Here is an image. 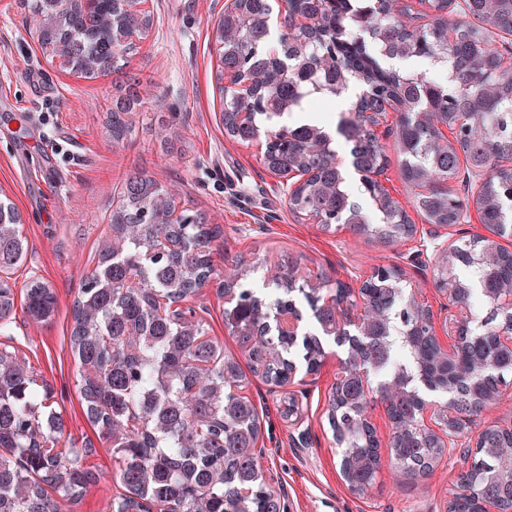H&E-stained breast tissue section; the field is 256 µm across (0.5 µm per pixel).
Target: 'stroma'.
<instances>
[{
	"mask_svg": "<svg viewBox=\"0 0 512 512\" xmlns=\"http://www.w3.org/2000/svg\"><path fill=\"white\" fill-rule=\"evenodd\" d=\"M28 3L0 0V199L19 209L29 245L12 286L20 295L29 280H43L54 290L56 312L50 322L36 323L16 308L8 321H0V349L16 352L37 381L49 384L53 395L47 404L63 421L58 450L89 449L81 465L99 475L80 502H61L60 512H109L125 488L115 476L109 446L86 417L70 336L80 290L96 269L98 250L110 235L109 215L129 173L176 192L181 207L220 226L213 244L216 272L231 259L247 267L249 281L264 280L292 258L314 274L361 279L376 266L397 265L405 273L404 293H417L436 311L444 299L409 260L418 240L385 247L344 227L297 219L263 150L225 136L217 43L225 0H152L153 27L138 40L123 73L93 78L71 72L40 46ZM133 79L141 83L144 104L130 116L132 134L116 142L107 131L108 114L124 82ZM384 144L388 163L381 182L412 223L424 224L415 207L418 190L402 177L403 157L394 139ZM469 175L449 182L454 195L469 204L464 223L448 229V238L458 243L484 232L472 202L486 174L473 169ZM186 304L205 336L247 366L224 326L216 283ZM323 347L326 357L317 374H307L301 362L292 384L278 387L251 375L242 386L257 408L260 462L284 494V512H446L465 466L457 447L429 475L400 486L385 471L364 496L342 483L327 412L347 349L332 341Z\"/></svg>",
	"mask_w": 512,
	"mask_h": 512,
	"instance_id": "obj_1",
	"label": "stroma"
}]
</instances>
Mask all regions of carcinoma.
Masks as SVG:
<instances>
[{"label": "carcinoma", "mask_w": 512, "mask_h": 512, "mask_svg": "<svg viewBox=\"0 0 512 512\" xmlns=\"http://www.w3.org/2000/svg\"><path fill=\"white\" fill-rule=\"evenodd\" d=\"M288 7V25H293L299 8L318 16L319 27L308 33L279 30L277 43L288 54L276 56L265 47L271 0H240L237 10L224 16V26L240 34L224 44L221 62L227 72L247 68L260 78L249 96L224 97V132L247 141L260 132L253 118L262 116L272 124L274 137L266 163L277 169L299 163L318 173V182L293 207L337 224L369 219L350 201L345 178L336 168L335 139L325 122L336 109V99L353 82L364 92L353 113L355 122L366 119L368 112H380L390 97L413 113L446 115L450 128L457 112H477L487 120L485 135L466 138L461 153L434 147L431 125L404 124L398 136L403 174L410 183L430 185L428 192L419 194L417 207L430 222L447 224L457 217V199L435 187L436 181L453 176L463 163L488 169L491 176L481 187V222L512 225V197L504 193L509 179L497 171L499 159L512 158V79L498 75L501 54L481 26L456 21L450 43L444 19L411 36L388 12L385 0H288ZM466 7L478 21L512 30V0H466ZM116 10L117 0H102L95 15L75 3L61 27H37V41L60 50L87 77L119 71L136 44L129 40L117 48L103 34V22ZM324 55L334 58L336 68L305 74L310 58ZM142 103L134 87L113 102L108 117L113 139L130 134L129 114ZM242 111L252 117L246 126L234 119ZM294 112H309L312 118L288 121ZM345 140L352 143L364 191L380 195L371 174L381 164L384 148L365 135ZM163 193L141 175L125 180L119 209L110 217L119 246L109 241L99 251L98 272L81 288L70 338L82 369L80 393L87 418L112 448L119 479L128 491L112 503L111 512H227L233 503L239 512H281L280 501L265 490L255 448L257 409L245 396L224 393V377L243 380L240 365L224 357L221 345L203 338L201 326L187 331L183 314L155 315L156 297L186 298L197 292V285L210 281L212 243L220 234L218 226L186 211L171 223L169 207L151 205L152 198ZM19 226V210L0 201V271L6 274L27 256L28 241ZM169 238L180 239L183 248L157 249L160 240ZM507 280H512V262L482 278L486 289ZM233 289L235 318L242 325L236 340L247 350L252 371L275 385L287 384L290 360L285 353L296 341L279 335L265 338L261 332L281 296L295 304L288 283L269 300L257 297L243 278ZM296 292L313 312L315 331L303 337L304 359L313 364L336 320L332 309H320L306 292ZM24 302L26 314L36 321L46 322L53 315L55 296L44 281L27 284ZM14 311L15 295L6 285L0 288V321ZM493 354L498 355V371L512 373V354L499 352L491 328L472 337L447 372L465 376L472 364ZM35 384L23 360L0 350V512H58V501L81 500L91 475L80 465L90 449L74 448L66 457L45 447L62 431V418L41 414L42 400L50 398V391L45 387L40 393ZM132 419L139 426L129 430ZM424 444L411 434L405 444L392 449L412 477L427 473L432 465L433 454ZM463 459L469 462L468 477L478 496L457 502L454 512H479V501L503 494L496 477L498 459L469 452ZM244 485L253 494L237 503L238 489Z\"/></svg>", "instance_id": "1"}]
</instances>
